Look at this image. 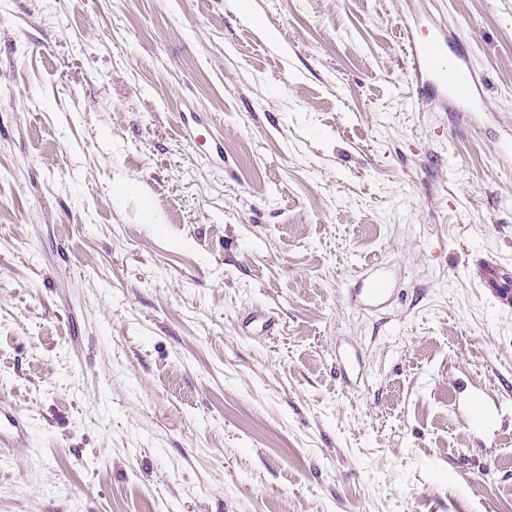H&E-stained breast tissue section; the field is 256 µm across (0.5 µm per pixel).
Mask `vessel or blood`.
Here are the masks:
<instances>
[{"instance_id":"vessel-or-blood-1","label":"vessel or blood","mask_w":512,"mask_h":512,"mask_svg":"<svg viewBox=\"0 0 512 512\" xmlns=\"http://www.w3.org/2000/svg\"><path fill=\"white\" fill-rule=\"evenodd\" d=\"M448 41L442 29L409 34L407 53L415 78L417 97L421 102H438L449 112L461 113L471 124H479L486 115V99L482 82L468 62L465 52H458L454 65L442 62ZM484 279L495 289L498 299L512 304V280L501 277L496 265L483 267ZM469 427L477 433L496 428L502 418L499 404L489 402L484 390L470 389L463 405Z\"/></svg>"}]
</instances>
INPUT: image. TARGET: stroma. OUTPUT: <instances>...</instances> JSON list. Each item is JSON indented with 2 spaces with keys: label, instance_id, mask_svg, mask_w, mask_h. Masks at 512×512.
Instances as JSON below:
<instances>
[{
  "label": "stroma",
  "instance_id": "stroma-1",
  "mask_svg": "<svg viewBox=\"0 0 512 512\" xmlns=\"http://www.w3.org/2000/svg\"><path fill=\"white\" fill-rule=\"evenodd\" d=\"M250 2L0 0V512H512V0ZM407 37L416 93L422 103L437 101L448 112H460L474 126L492 114L486 112L482 81L471 68L467 54L458 52L453 66L442 63L448 44L442 29H424L420 34L409 29ZM484 279L489 288H495L498 299L505 305L512 304V281L500 276L499 269L492 263L483 267ZM463 408L469 427L476 433L494 430L502 418L501 406L489 402L484 390L477 387L470 389Z\"/></svg>",
  "mask_w": 512,
  "mask_h": 512
}]
</instances>
